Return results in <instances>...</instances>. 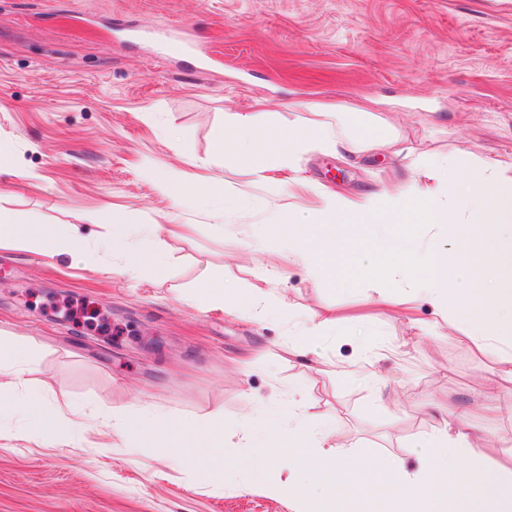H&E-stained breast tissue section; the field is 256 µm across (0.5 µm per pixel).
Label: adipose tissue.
Here are the masks:
<instances>
[{"instance_id": "adipose-tissue-1", "label": "adipose tissue", "mask_w": 512, "mask_h": 512, "mask_svg": "<svg viewBox=\"0 0 512 512\" xmlns=\"http://www.w3.org/2000/svg\"><path fill=\"white\" fill-rule=\"evenodd\" d=\"M398 129L373 126L361 117L334 123L298 119L285 128L268 126L259 112H232L218 150L246 175L265 179L271 167L300 180V155L319 151L356 160L399 142ZM315 200L305 215L281 211L276 223L256 234L270 248L277 283L287 287L281 263L319 269L322 285L343 286L349 276L398 280L396 293L378 303L393 317L428 336L449 333L495 356L494 395L512 383V165L494 157L464 155L423 159L403 181L384 180L378 189L348 194L310 183ZM157 224L115 222L110 240L90 247L80 235L58 243L47 224L21 222L0 208V247L26 243L39 251L64 249L75 258L92 251L118 252L123 271L139 279L161 274L166 260ZM206 299L231 315L264 319L274 308L247 288L210 283ZM432 305L435 318L414 315L416 304ZM34 355L19 338L0 336V410L16 415L23 430L55 443L72 438L86 417L81 404L31 388ZM264 429L241 423L237 447L257 471L288 467L285 481L269 495L295 505L297 512H512V460L489 464L472 429L460 417L436 408L432 430L412 441L415 470L403 460L354 450L338 443L334 429L312 426L303 399L273 405ZM103 447L126 435L134 448H160L187 470L224 469V419L201 425L170 414L157 418L121 408L100 415Z\"/></svg>"}]
</instances>
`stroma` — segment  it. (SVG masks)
Wrapping results in <instances>:
<instances>
[{
	"label": "stroma",
	"instance_id": "obj_1",
	"mask_svg": "<svg viewBox=\"0 0 512 512\" xmlns=\"http://www.w3.org/2000/svg\"><path fill=\"white\" fill-rule=\"evenodd\" d=\"M366 106L408 124L400 154L352 165L320 152L298 165L312 182L351 193L408 177L423 157L461 151L512 162V0H0V206L90 243L111 217L160 224L163 274L141 280L111 254L94 267L17 244L0 249V335L37 356L32 380L95 413L152 410L207 423L224 417L228 456L242 418L269 419L300 389L318 422L415 469L407 445L431 430L439 404L482 428L489 462L512 448V388L481 391L494 358L455 336H420L390 317L366 336V281L317 287L289 269L292 318L232 317L203 298L201 271L239 287L266 281V246L247 227L312 203L224 163L216 146L230 112H262L271 127L313 105ZM16 169L38 173L18 182ZM208 180V203L177 205L157 177ZM343 321L306 360L283 346L322 307ZM375 357L385 405L345 369ZM0 418V512H291L265 487L274 468L223 474L175 468L157 448L127 454V437L97 445L94 422L46 444Z\"/></svg>",
	"mask_w": 512,
	"mask_h": 512
}]
</instances>
